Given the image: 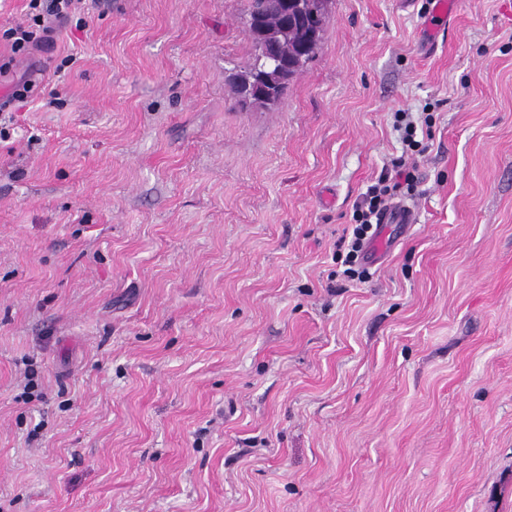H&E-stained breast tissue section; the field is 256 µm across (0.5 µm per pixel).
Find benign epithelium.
Masks as SVG:
<instances>
[{"label":"benign epithelium","mask_w":512,"mask_h":512,"mask_svg":"<svg viewBox=\"0 0 512 512\" xmlns=\"http://www.w3.org/2000/svg\"><path fill=\"white\" fill-rule=\"evenodd\" d=\"M332 0H262L253 12L250 26L260 48L261 69L250 73L234 71L232 79L251 86V93L240 100V106L275 103L273 86L284 82L288 77L287 66L282 63L283 50L289 47L290 29L297 26L308 30L309 44L318 42L322 20L329 14ZM275 12L284 18V25L277 30L266 26L267 14Z\"/></svg>","instance_id":"1"}]
</instances>
